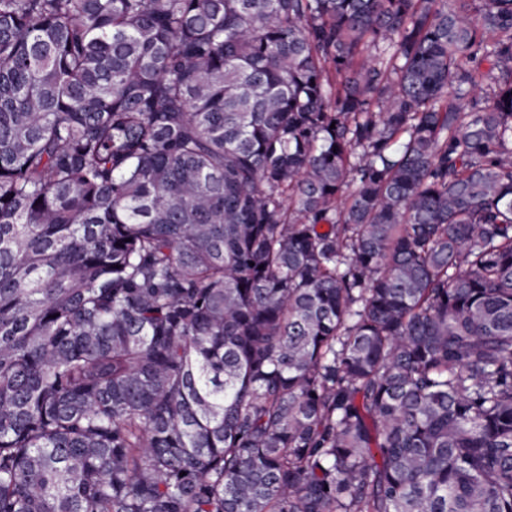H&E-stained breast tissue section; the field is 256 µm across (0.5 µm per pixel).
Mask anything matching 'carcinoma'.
<instances>
[{"instance_id": "1", "label": "carcinoma", "mask_w": 512, "mask_h": 512, "mask_svg": "<svg viewBox=\"0 0 512 512\" xmlns=\"http://www.w3.org/2000/svg\"><path fill=\"white\" fill-rule=\"evenodd\" d=\"M0 512H512V0H0Z\"/></svg>"}]
</instances>
